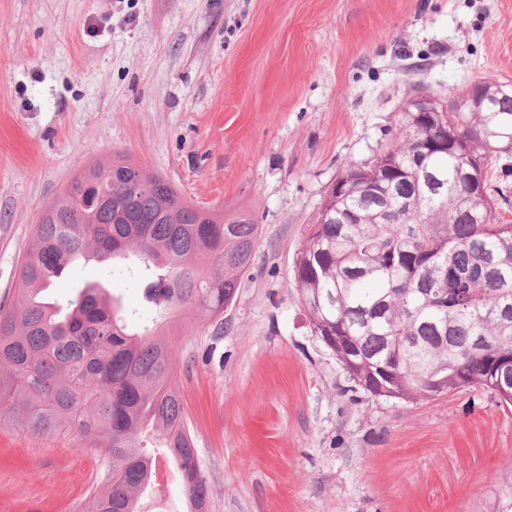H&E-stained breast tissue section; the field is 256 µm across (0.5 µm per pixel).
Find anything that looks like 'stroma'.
Here are the masks:
<instances>
[{
    "label": "stroma",
    "instance_id": "obj_1",
    "mask_svg": "<svg viewBox=\"0 0 512 512\" xmlns=\"http://www.w3.org/2000/svg\"><path fill=\"white\" fill-rule=\"evenodd\" d=\"M512 81V0H0V304L43 209L122 152L200 208L259 226L224 315L173 337L208 512H491L512 408L482 389L410 403L348 379L293 278L308 224L379 154L416 90ZM140 282L78 262L49 296ZM0 425V512H79L108 462Z\"/></svg>",
    "mask_w": 512,
    "mask_h": 512
}]
</instances>
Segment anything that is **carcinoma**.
Segmentation results:
<instances>
[{"label": "carcinoma", "mask_w": 512, "mask_h": 512, "mask_svg": "<svg viewBox=\"0 0 512 512\" xmlns=\"http://www.w3.org/2000/svg\"><path fill=\"white\" fill-rule=\"evenodd\" d=\"M448 147L428 151L434 139ZM512 157V94L482 112H402L399 133L371 162L328 189L293 267L312 331L366 382L406 402L462 387L497 391L491 353L512 356V224L495 217L492 158ZM259 225L186 200L125 156L94 161L47 207L0 305V425L68 431L109 461L82 512H140L153 479L139 436L157 432L177 469L187 512L208 490L168 341L187 311L218 319L251 265ZM132 260L159 315L128 330L101 284L60 304L52 278L84 260Z\"/></svg>", "instance_id": "obj_1"}]
</instances>
